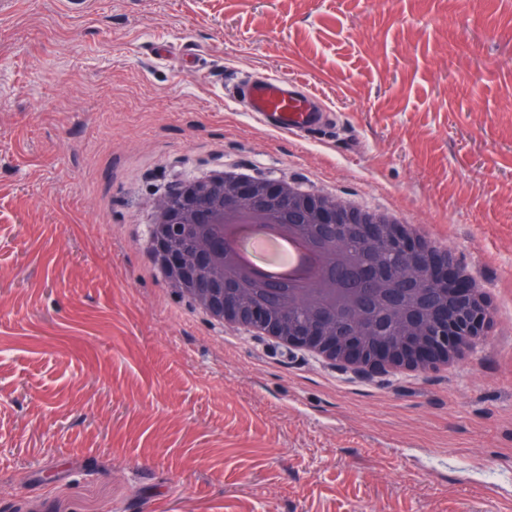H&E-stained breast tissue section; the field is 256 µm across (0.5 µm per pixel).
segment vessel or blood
Instances as JSON below:
<instances>
[{
    "label": "vessel or blood",
    "instance_id": "b4317fda",
    "mask_svg": "<svg viewBox=\"0 0 512 512\" xmlns=\"http://www.w3.org/2000/svg\"><path fill=\"white\" fill-rule=\"evenodd\" d=\"M224 94L258 122L297 140H311L335 123L329 108L293 79L268 74L241 77Z\"/></svg>",
    "mask_w": 512,
    "mask_h": 512
}]
</instances>
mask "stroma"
I'll return each instance as SVG.
<instances>
[{
    "label": "stroma",
    "mask_w": 512,
    "mask_h": 512,
    "mask_svg": "<svg viewBox=\"0 0 512 512\" xmlns=\"http://www.w3.org/2000/svg\"><path fill=\"white\" fill-rule=\"evenodd\" d=\"M256 71L335 132L220 100ZM231 167L425 222L501 324L404 377L211 323L148 226ZM0 512H512V0L1 7ZM224 94L258 122L297 140H311L336 123L329 108L297 80L269 74L240 77ZM453 270L457 280L468 284L469 293L473 299L483 300L488 298L483 282L473 274L470 267L457 263L453 266Z\"/></svg>",
    "instance_id": "35a3bbf8"
}]
</instances>
